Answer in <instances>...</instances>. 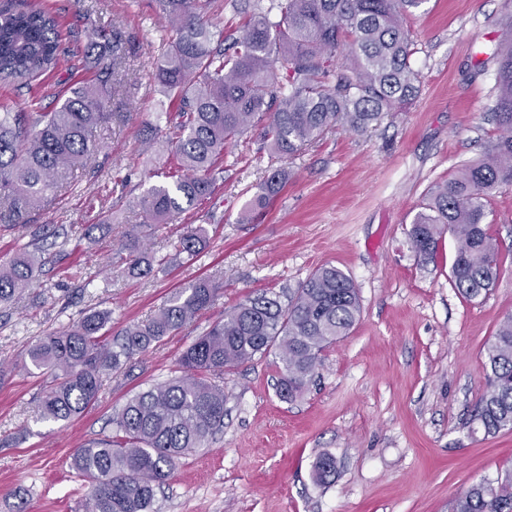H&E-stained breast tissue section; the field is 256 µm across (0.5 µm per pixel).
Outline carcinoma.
Masks as SVG:
<instances>
[{
  "label": "carcinoma",
  "instance_id": "carcinoma-1",
  "mask_svg": "<svg viewBox=\"0 0 512 512\" xmlns=\"http://www.w3.org/2000/svg\"><path fill=\"white\" fill-rule=\"evenodd\" d=\"M426 0H277L254 8L224 48L199 0H157L173 31L160 49L155 83L178 102L176 120L160 112L152 130L169 139L178 159L172 183L150 188L116 251L132 276L151 272L146 230L169 224L213 191L218 162L251 127L264 124L272 154L292 158L338 124L364 133L386 112H402L420 91L411 66L413 41L405 18ZM277 11L279 20L270 18ZM118 36L94 31L89 52L95 78L75 87L50 112L0 113V222L27 229L32 213L67 187L87 164L92 133L112 119L108 103ZM63 48L57 22L35 7L0 5V79L25 83L58 66ZM495 120L504 134L482 158L431 188L408 232L413 251L431 259L443 233L457 247L451 281L468 300L489 291L500 274L499 247L486 228L487 199L512 184V41L500 36ZM271 173L256 195L263 208L283 186ZM206 230L188 227L175 256L191 259ZM36 260L27 251L0 269V303L28 287ZM220 285L200 279L175 292L144 323L108 340L105 312L85 315L76 328L41 337L29 350L44 378L41 417L67 422L94 404L105 378L134 356L192 322ZM360 313L352 278L326 264L300 282L288 303L261 293L225 313L179 359L180 375L133 395L111 419L112 433L74 450L71 467L90 482L84 512H156L155 496L182 455L205 448L224 428V374L278 350L277 395L292 401L305 390L321 353L348 334ZM488 389L473 421L486 435L512 430V316L487 347ZM336 471L319 454L317 480ZM455 512H512V477L481 482L460 494Z\"/></svg>",
  "mask_w": 512,
  "mask_h": 512
}]
</instances>
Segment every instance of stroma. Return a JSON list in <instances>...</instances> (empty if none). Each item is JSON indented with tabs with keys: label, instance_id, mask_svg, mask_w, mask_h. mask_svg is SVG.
<instances>
[{
	"label": "stroma",
	"instance_id": "obj_1",
	"mask_svg": "<svg viewBox=\"0 0 512 512\" xmlns=\"http://www.w3.org/2000/svg\"><path fill=\"white\" fill-rule=\"evenodd\" d=\"M24 2L56 16L65 52L57 69L28 84L0 81V112L53 110L73 84L93 79L92 31L118 32L123 64L113 118L95 132L87 165L25 234L0 226V266L23 247L38 258L25 292L0 303V512H80L89 485L70 468L74 450L110 434L112 415L133 394L177 375L182 352L234 306L262 292L292 295L324 264L359 289L353 329L323 352L295 401L276 394V355L225 374L224 428L177 462L156 492L157 512H454L469 487L512 472V431L487 436L471 423L488 388L486 348L512 315V185L486 205L502 259L488 294L470 301L453 287L452 234L430 260L408 238L428 190L501 134L494 52L512 0H425L406 20L421 91L407 111L385 114L365 133L331 129L283 162L261 127L249 129L228 149L214 195L149 241L170 254L186 226L200 224L206 246L146 278L129 277L108 257L141 223L142 196L176 167L170 145L142 149L168 106L152 72L169 29L156 0ZM279 167L288 172L283 188L253 210ZM116 175L127 180L119 198ZM201 278L222 287L195 321L110 374L78 417L40 420L43 381L29 373L25 352L41 336L93 310L109 311L105 334L113 336ZM323 452L336 458L325 484L314 476Z\"/></svg>",
	"mask_w": 512,
	"mask_h": 512
}]
</instances>
